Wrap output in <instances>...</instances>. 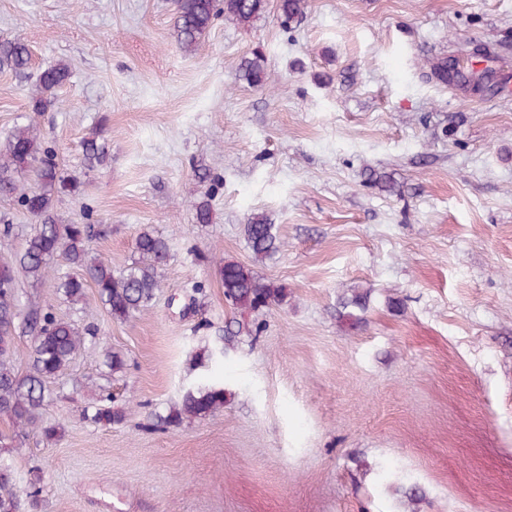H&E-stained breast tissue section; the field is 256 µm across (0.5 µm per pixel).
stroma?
Returning <instances> with one entry per match:
<instances>
[{
	"mask_svg": "<svg viewBox=\"0 0 512 512\" xmlns=\"http://www.w3.org/2000/svg\"><path fill=\"white\" fill-rule=\"evenodd\" d=\"M173 20V0H0L1 40L71 67L43 145L75 174L93 129L110 146L58 211L95 225L114 272L143 227L171 253L152 306L125 321L95 289L73 304L19 281L23 308L94 333L48 382L40 422L59 440L33 431L7 458L17 489L41 470L38 512H404L411 487L417 512H512V96L423 75L482 44L512 86V0H306L291 25L267 0L249 24L217 19L191 55ZM256 53L262 87L239 77ZM31 93L0 72V141ZM256 212L281 234L260 264L242 232ZM230 262L288 298L226 345ZM355 289L370 294L357 324L338 314ZM213 345L223 362L195 365ZM201 381L224 386L223 411L155 428ZM106 394L122 423L84 418Z\"/></svg>",
	"mask_w": 512,
	"mask_h": 512,
	"instance_id": "35a3bbf8",
	"label": "stroma"
}]
</instances>
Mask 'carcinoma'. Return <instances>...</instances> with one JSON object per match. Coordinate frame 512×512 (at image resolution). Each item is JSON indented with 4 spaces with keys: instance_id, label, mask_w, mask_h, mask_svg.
Returning a JSON list of instances; mask_svg holds the SVG:
<instances>
[{
    "instance_id": "obj_1",
    "label": "carcinoma",
    "mask_w": 512,
    "mask_h": 512,
    "mask_svg": "<svg viewBox=\"0 0 512 512\" xmlns=\"http://www.w3.org/2000/svg\"><path fill=\"white\" fill-rule=\"evenodd\" d=\"M176 22L174 34L180 50L195 53L201 40L218 17L248 23L259 17L266 0H174ZM305 0H279L282 17L290 22L302 16ZM28 46L18 40L0 41V71L25 75L30 68ZM428 75L436 83L477 94L492 66L476 69L472 65L448 67L443 57L426 64ZM71 74L65 63L39 69L35 78V94L31 97L32 116L17 124L0 144V199H17L34 221L22 249L10 260L0 263V416L12 424V432L0 434V512H20L21 503L14 490L15 482L5 455L38 425L39 412L48 400L47 382L63 374L80 351L84 338L74 323L56 318L49 311L20 309L17 279L42 283L52 277L56 288L67 301L75 304L86 288H96L100 301L112 318L125 321L148 309L160 288L162 270L170 258L168 240L157 231L144 228L134 240L138 254L130 267L116 274L112 267L94 256L89 243L97 230L92 224H70L56 210V202L64 197L76 198L82 182L70 174L50 147H42L37 134L35 116L56 102V92ZM241 79L252 86L267 80L265 60L256 54L244 61ZM83 167L89 174L110 160L103 130L86 137L81 144ZM195 221L211 223V205L204 196L193 204ZM243 236L254 261L273 259L280 250L278 225L265 213L251 215L243 225ZM224 282V298L235 310L258 312L285 302L288 288L260 275L253 267L226 263L220 268ZM344 316L356 322L355 311L368 308V296L355 292L342 299ZM29 333L34 339L30 370L20 375L10 360V346L17 333ZM224 387L200 382L186 389L179 401L164 415L156 416V426L180 424L186 419L202 418L224 409ZM89 418L100 425L119 424L125 412L101 405Z\"/></svg>"
}]
</instances>
